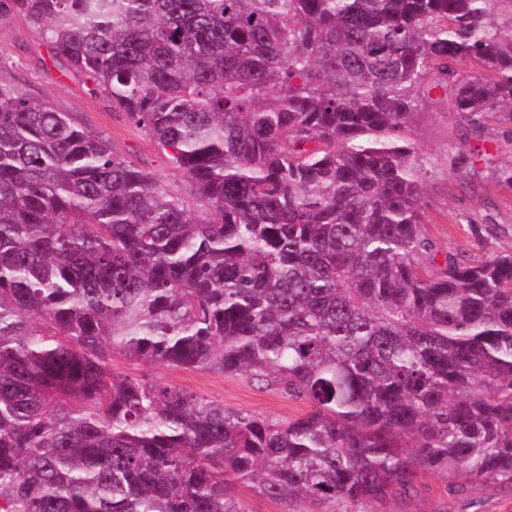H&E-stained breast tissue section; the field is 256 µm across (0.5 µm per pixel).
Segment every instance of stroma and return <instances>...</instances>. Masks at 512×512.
Here are the masks:
<instances>
[{"mask_svg": "<svg viewBox=\"0 0 512 512\" xmlns=\"http://www.w3.org/2000/svg\"><path fill=\"white\" fill-rule=\"evenodd\" d=\"M0 61L8 68V79L26 96L71 113L76 122L93 133L106 136L129 160L151 170L172 188L187 192L182 174L168 163L158 145L142 128L111 103L93 93L76 74L63 75L50 57L40 33L18 15H0ZM418 148V159L426 172L424 224L442 253L465 254L474 261L512 249V190L495 185L497 170L512 160V150L498 147L496 126L484 134L485 159L475 164L451 166L450 147H463L462 122L449 100L437 95L424 101L406 129ZM478 215L485 230L481 237L467 231L465 218ZM135 374L159 378L170 385L193 391L225 407L275 419L305 415L306 400L288 394L247 375L167 366H138ZM371 512H512V490L497 484L472 493L464 478L425 476L417 491L407 497L393 496L371 505Z\"/></svg>", "mask_w": 512, "mask_h": 512, "instance_id": "stroma-1", "label": "stroma"}]
</instances>
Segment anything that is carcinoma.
<instances>
[{
	"label": "carcinoma",
	"instance_id": "carcinoma-1",
	"mask_svg": "<svg viewBox=\"0 0 512 512\" xmlns=\"http://www.w3.org/2000/svg\"><path fill=\"white\" fill-rule=\"evenodd\" d=\"M512 0H0L188 195L0 64V512H368L512 488V250L436 260L405 135L512 144ZM270 378L261 417L117 362ZM415 448L406 453L407 444ZM370 512H512V493L497 484L484 486L477 495L464 478L419 477L410 497L392 496L371 505Z\"/></svg>",
	"mask_w": 512,
	"mask_h": 512
}]
</instances>
